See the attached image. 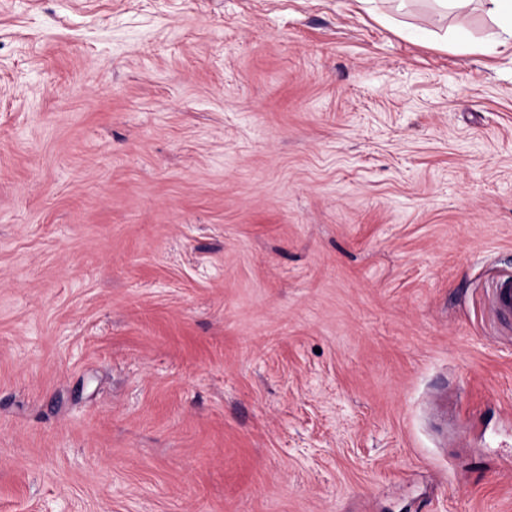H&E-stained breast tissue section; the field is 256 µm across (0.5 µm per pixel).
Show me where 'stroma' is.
<instances>
[{"label": "stroma", "mask_w": 512, "mask_h": 512, "mask_svg": "<svg viewBox=\"0 0 512 512\" xmlns=\"http://www.w3.org/2000/svg\"><path fill=\"white\" fill-rule=\"evenodd\" d=\"M506 272L481 0H0V512H512ZM491 303L496 317L512 331V276L502 278L495 285Z\"/></svg>", "instance_id": "obj_1"}]
</instances>
